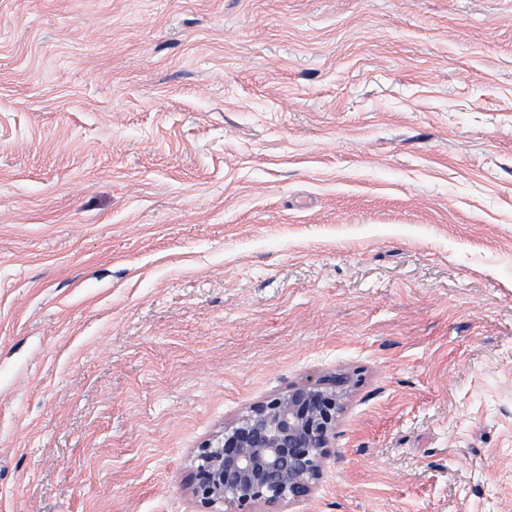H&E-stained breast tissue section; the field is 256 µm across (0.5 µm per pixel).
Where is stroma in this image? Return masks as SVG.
<instances>
[{"mask_svg": "<svg viewBox=\"0 0 512 512\" xmlns=\"http://www.w3.org/2000/svg\"><path fill=\"white\" fill-rule=\"evenodd\" d=\"M334 372L285 512H512V0H0V512Z\"/></svg>", "mask_w": 512, "mask_h": 512, "instance_id": "obj_1", "label": "stroma"}]
</instances>
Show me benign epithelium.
Returning <instances> with one entry per match:
<instances>
[{
  "label": "benign epithelium",
  "mask_w": 512,
  "mask_h": 512,
  "mask_svg": "<svg viewBox=\"0 0 512 512\" xmlns=\"http://www.w3.org/2000/svg\"><path fill=\"white\" fill-rule=\"evenodd\" d=\"M351 380L330 374L252 405L198 449L193 494L203 512H282L310 498L336 447Z\"/></svg>",
  "instance_id": "obj_1"
}]
</instances>
